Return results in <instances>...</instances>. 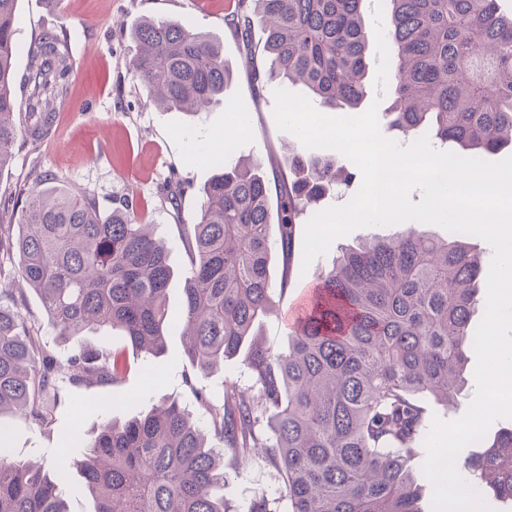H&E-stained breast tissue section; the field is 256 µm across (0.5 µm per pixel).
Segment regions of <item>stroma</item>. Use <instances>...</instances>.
I'll list each match as a JSON object with an SVG mask.
<instances>
[{"label": "stroma", "mask_w": 512, "mask_h": 512, "mask_svg": "<svg viewBox=\"0 0 512 512\" xmlns=\"http://www.w3.org/2000/svg\"><path fill=\"white\" fill-rule=\"evenodd\" d=\"M228 0H18L16 9V74L27 68V51L42 33L65 31L72 46L73 74L65 99L55 106L52 138L33 142L19 131L8 167L0 170V202L17 195L43 176L52 185L74 195L94 196L101 213L112 210L116 200L135 198L142 222L155 225L169 246L173 276L167 295L168 314L180 319L183 286L190 258L184 249L179 225L192 223L204 186L217 172L225 151L245 158H275L286 165L288 148L296 137L278 129L273 114L272 89L253 93L237 44L224 31ZM387 0H365L364 25L370 40L367 58L368 100L387 97L390 63L383 36L388 17ZM146 18L182 22L209 34L224 46V61L232 79L224 90V103L188 115L154 106L128 68L137 45L131 29ZM181 182L183 192L169 201V180ZM371 227L358 228L334 240L329 251L303 267V231H296L290 260L272 254V281H279L284 264L292 271L285 292H274L272 308L254 327L256 340L273 351L286 347L291 330L285 320L304 290L317 282L341 248L374 235ZM25 312L34 320L44 343L58 362L80 347L109 346L122 350L128 369L111 387L72 386L60 382L57 395H44L53 411L50 425L41 427L22 412L0 416V430L11 458L19 464L51 467L60 451L81 458L85 442L106 420L123 423L148 411L178 402L200 423L207 417L198 408L192 387L220 396L228 383L248 386L240 358L225 360L215 372H197L184 353L180 331L167 336L155 357L137 355L119 331H87L62 342L49 326L40 297L27 292ZM280 474L261 457L224 468V498L230 512H247L255 497L278 496Z\"/></svg>", "instance_id": "obj_1"}]
</instances>
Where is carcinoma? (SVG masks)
I'll return each instance as SVG.
<instances>
[{
  "mask_svg": "<svg viewBox=\"0 0 512 512\" xmlns=\"http://www.w3.org/2000/svg\"><path fill=\"white\" fill-rule=\"evenodd\" d=\"M17 2L0 0V170L12 159L18 113L36 137L73 72L65 39L44 33L18 100ZM363 5L233 0L224 22L252 83H300L322 107L349 116L366 96ZM388 12L391 126L465 157L512 145V12L500 0H388ZM131 35L139 50L130 68L149 101L195 115L222 100L230 71L211 37L152 18ZM356 178L336 167L330 149L312 158L295 149L288 172L273 163L269 175L259 160L225 155L195 222L180 225L190 269L178 324L166 308L169 248L138 222L132 199L103 215L90 196L35 182L20 231L0 236V252L18 257L17 276L40 296L58 336L107 327L156 355L176 327L199 371L239 356L251 386L228 384L218 400L196 392L219 450L175 402L122 424L106 421L82 459L52 470L16 464L0 448V512H69L60 486L74 467L93 512H228L224 454L238 465L258 448L283 488L254 499L248 512H421L411 461L430 424L419 396L453 398L473 350L482 260L466 235L410 232L346 248L320 275L318 298L287 348L273 353L252 339L269 309L272 250L291 257L296 225L331 188L348 189ZM22 306L14 289L0 290V415L26 410L46 426L52 414L36 398L57 392L60 376L72 385L118 383L121 352L83 348L63 366ZM457 470L483 497L512 502V426Z\"/></svg>",
  "mask_w": 512,
  "mask_h": 512,
  "instance_id": "obj_1",
  "label": "carcinoma"
}]
</instances>
